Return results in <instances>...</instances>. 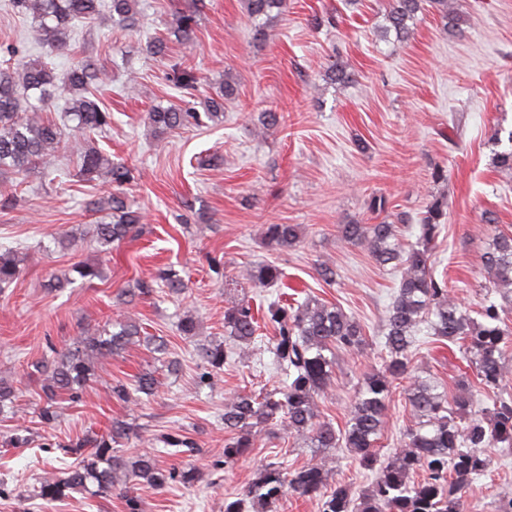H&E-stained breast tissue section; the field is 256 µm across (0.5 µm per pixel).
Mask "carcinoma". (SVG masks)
Returning <instances> with one entry per match:
<instances>
[{
    "label": "carcinoma",
    "mask_w": 512,
    "mask_h": 512,
    "mask_svg": "<svg viewBox=\"0 0 512 512\" xmlns=\"http://www.w3.org/2000/svg\"><path fill=\"white\" fill-rule=\"evenodd\" d=\"M248 16L256 21L283 7L284 0H244ZM14 6L31 20L38 41L52 51L70 47L71 23L103 17L126 27L139 18L138 0H13ZM430 7L443 21L455 20L453 0H430ZM423 9V0H391L384 32L404 38L410 33L409 22ZM196 25L190 14L176 12L171 33L189 39ZM107 77V71L91 62L71 69L65 78L69 92L66 116L72 126L74 148L79 155L78 175L86 183L106 182L112 192L94 201L99 214L94 239L102 251L139 233L142 215L127 203L122 187L130 180L129 169L115 162L96 144L94 136L112 126V114L102 109L95 88ZM175 87L191 92L197 79L177 65L168 73ZM59 77L44 60L18 59L0 67V175H19L39 165L52 164L61 147V130L46 115L54 99ZM229 79L216 96L204 104L205 112L194 107L155 106L147 113L153 136L161 140L183 127L214 124L224 117V98L233 94ZM509 147L496 154L495 168L512 176V132ZM447 202L432 199L418 217L415 241L403 242L394 224L339 225L342 240L364 247L380 266L391 265L400 271L397 294L385 317L384 347L381 367L365 375L355 395L350 417L344 429L321 416L318 398L330 387L336 365V352L354 353L365 343L363 327L341 307L308 298L296 305L272 300L262 308L264 325L274 330L268 351L283 377L282 386L265 392L237 394L224 404V469L231 468L248 449L254 447L258 429L275 425L290 435L310 440L318 449L346 448L355 462L370 469L375 448L385 424L387 402L393 382L412 372V346L423 332L436 343L458 344L464 358L476 370L486 387L497 390L491 405L474 409L469 393V379L462 376L457 391L448 396L427 381H414L407 389V399L416 419L404 435L401 449L376 471L371 487L361 497L353 496L350 484L325 482L324 464L313 459L288 469L270 462L260 468L245 487L242 497L224 502V512H273L288 495L316 500L319 512H467L463 489L493 467L492 448L512 447V393L501 389L509 367L505 364L504 344L512 334L507 324L508 306L512 304V234L499 231L484 255L488 281L498 289L501 302L487 299L472 316L448 290L445 278L437 277L430 264L445 224ZM301 229L297 224H269L267 245L287 250L297 245ZM20 269L14 251L0 252V286L17 279ZM76 273L84 280L102 278L97 265L77 264L55 278L63 287ZM243 277L252 284L268 288L285 278L275 264L251 266ZM158 280L172 292L184 288L179 272L163 269ZM261 325L251 306L234 303L224 310V333L231 339L249 344L260 337ZM159 353L167 343L159 336H147L140 322L125 318L111 326L87 327L68 348L54 352L42 367L46 403L39 411L42 424L50 426L58 418V398L78 399L96 380L95 363L109 359L132 344ZM200 357L208 370L200 382L211 379L230 358L228 348L211 343L200 348ZM157 379L143 373L135 384L112 383V398L127 403L132 394L152 395ZM133 433L124 420H114L102 434L88 437L69 449L74 461L65 468L43 476L36 495L45 501L61 500L73 491L107 498L121 491L126 512H140V500L134 486L146 484L163 489L173 482L189 488L198 480L192 465L164 470L158 466L157 448L120 450L112 444Z\"/></svg>",
    "instance_id": "cac0c4a2"
}]
</instances>
